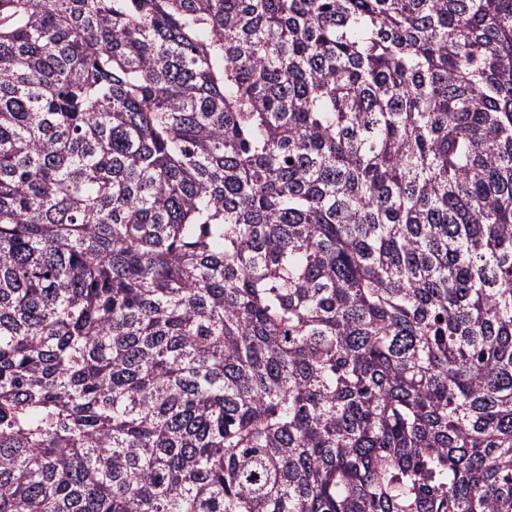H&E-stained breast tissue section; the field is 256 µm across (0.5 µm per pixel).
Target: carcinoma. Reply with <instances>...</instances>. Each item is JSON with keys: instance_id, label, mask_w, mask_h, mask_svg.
<instances>
[{"instance_id": "1", "label": "carcinoma", "mask_w": 512, "mask_h": 512, "mask_svg": "<svg viewBox=\"0 0 512 512\" xmlns=\"http://www.w3.org/2000/svg\"><path fill=\"white\" fill-rule=\"evenodd\" d=\"M0 512H512V0H0Z\"/></svg>"}]
</instances>
